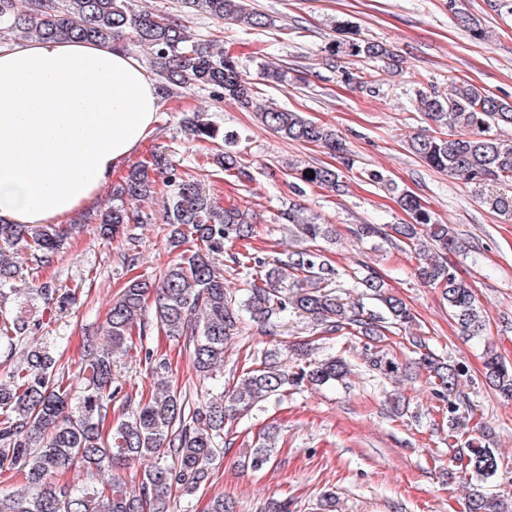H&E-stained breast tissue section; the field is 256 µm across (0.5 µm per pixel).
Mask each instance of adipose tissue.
<instances>
[{"label":"adipose tissue","instance_id":"obj_1","mask_svg":"<svg viewBox=\"0 0 512 512\" xmlns=\"http://www.w3.org/2000/svg\"><path fill=\"white\" fill-rule=\"evenodd\" d=\"M159 110L153 73L124 49L67 39L0 47V220L57 224L100 205Z\"/></svg>","mask_w":512,"mask_h":512}]
</instances>
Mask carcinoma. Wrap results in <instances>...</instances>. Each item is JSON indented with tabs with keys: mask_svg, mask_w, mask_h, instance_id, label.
<instances>
[{
	"mask_svg": "<svg viewBox=\"0 0 512 512\" xmlns=\"http://www.w3.org/2000/svg\"><path fill=\"white\" fill-rule=\"evenodd\" d=\"M135 0H0V33L16 40L74 39L117 44L129 36L147 48L158 67L163 97H178L194 89L207 90L214 101H230L276 135L328 150L350 165L346 143L334 129L283 107L256 102L255 83L238 59L217 47V36L202 38L178 18L133 8ZM189 13H203L219 23L231 21L248 29L264 28L274 20L256 11L251 0H181ZM336 40L328 46V61L348 83L370 88L372 82L344 66L349 58L401 67V60L381 42L359 37L348 20L336 22ZM264 79L286 86L295 80L286 67L265 68ZM418 111L438 127L460 129L448 136L416 135L411 152L426 165L483 196L490 208L512 214V193L487 194L512 184V139L498 130L512 127V99L496 96L467 81H448L439 90H414ZM188 138L202 148L224 143L214 155L225 175L239 177L232 147L236 133L201 118H184ZM294 179L344 195L342 171L325 165L291 163ZM314 177H309V171ZM161 193L162 215L169 227L168 244L176 253L158 281L134 277L112 300L102 325V336L86 339L85 363L80 373L82 391L71 392L56 357L30 340L46 311L63 312L77 300L81 285L61 290L48 282L25 292L16 288L22 262L42 266L68 248L76 225L0 223V297L17 295L18 311L0 315V348L12 353L22 345L20 361L0 373V471L21 477L19 486L0 491V512H166L172 493L191 494L211 482V464L223 451L224 429L259 409L270 398L298 387L342 383L350 372L345 358L328 355L309 359L308 344L297 343L289 353L269 351L257 367L236 383L192 406L171 388H161L138 403L128 419L112 425V402L133 396L113 387L115 354L132 349L133 337L157 330L185 338L196 374L212 379L224 372V348L249 320L261 331L274 332L293 312L311 320L325 336H355L380 343L409 328L415 316L400 298L385 290L377 271L345 275L318 248V241L335 233L302 209H288L281 218L307 246L268 261L251 252H236L229 261L250 271L235 297L224 284V268L215 258L224 256L228 242H247L254 226L245 211L221 207L194 176L161 151L151 161L132 167L123 183L112 189V204L85 215L82 221L101 225L108 238L128 224H143L148 216L128 202L140 203ZM399 207L410 215L408 224H359L352 233L360 239L393 237L401 251L415 259L414 276L422 284L442 289L448 313L464 336L479 338L486 327L485 309L452 256L462 244L448 225L441 224L408 191H400ZM349 278L357 297L342 291ZM153 299V315L145 303ZM416 358L414 373L425 375L429 392L448 414V437L469 425V399L460 390L467 369L436 354L429 339L409 337ZM367 366L382 375L398 372V364L383 350L366 357ZM485 378L490 386L512 399V366L487 352ZM273 448L263 443L248 448L244 465L260 469L272 461ZM464 463L461 473L473 485L468 512H512L501 495L486 491L508 464L496 449L471 438L456 450ZM141 465L139 480L130 485L121 471ZM106 474L100 486L81 487L65 479L72 472Z\"/></svg>",
	"mask_w": 512,
	"mask_h": 512,
	"instance_id": "obj_1",
	"label": "carcinoma"
}]
</instances>
